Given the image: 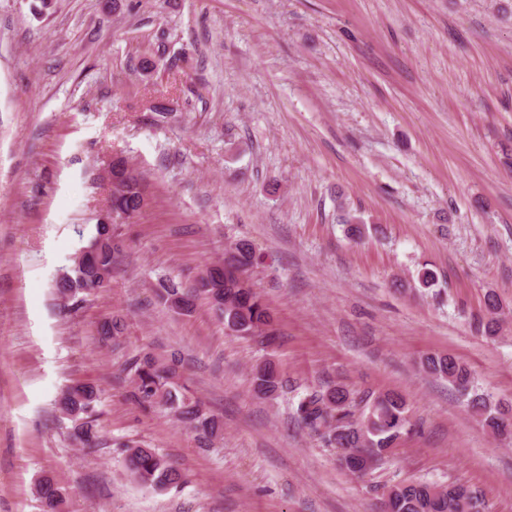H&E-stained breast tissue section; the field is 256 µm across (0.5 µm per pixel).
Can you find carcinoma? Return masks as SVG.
Instances as JSON below:
<instances>
[{"label":"carcinoma","instance_id":"cac0c4a2","mask_svg":"<svg viewBox=\"0 0 512 512\" xmlns=\"http://www.w3.org/2000/svg\"><path fill=\"white\" fill-rule=\"evenodd\" d=\"M128 171L127 180L111 190L108 205L120 213L140 212L144 200L140 178L126 161L119 159L111 168ZM103 239L93 259H74L67 268L68 277L56 283L55 289L66 306L76 308L92 293L109 287L112 270L125 247L118 227L107 229L96 225L92 239ZM237 253L243 277H229L223 281L211 273L200 275V282L186 290L182 284L168 277L159 279V299L170 310L180 305L179 314L188 315L195 309L200 297L208 300L220 313L224 326L236 332H248L255 327L270 324L271 316L261 296L253 288L247 272L255 260V251L246 241H238L224 255ZM489 314L487 322L480 325L487 338L496 336L502 315L497 296L485 297ZM123 324L115 318L101 323L98 334L101 341L109 343L122 333ZM428 373L448 380L457 391L461 403L495 435L504 433L507 411L491 396L479 392L474 385L470 369L464 363L447 355L431 353L421 361ZM126 370L133 385L135 401L143 408H160L186 424L196 433L200 447L210 446L224 434V423L212 414L204 403L187 393L180 383L179 360L174 358L161 363L148 353L133 356ZM253 391L260 397H273L284 388V381L271 361L253 369ZM101 391L92 383H72L59 392L55 401L60 414L74 421L73 440L93 448L101 431L97 422V406ZM356 400L342 386L325 391H313L302 397L294 408L299 424L322 437L337 450L339 464L354 469L361 465L365 455L380 464L390 448L411 428L407 400L396 392L387 391L373 398L366 409L356 412ZM123 463L126 472L141 486L163 491L185 482V475L173 466L156 449L139 442L123 445ZM388 498L379 512H486L487 505L475 491L463 484L447 486L429 482L397 483L388 487ZM44 512H66L65 498L56 484L46 478L37 484Z\"/></svg>","mask_w":512,"mask_h":512}]
</instances>
